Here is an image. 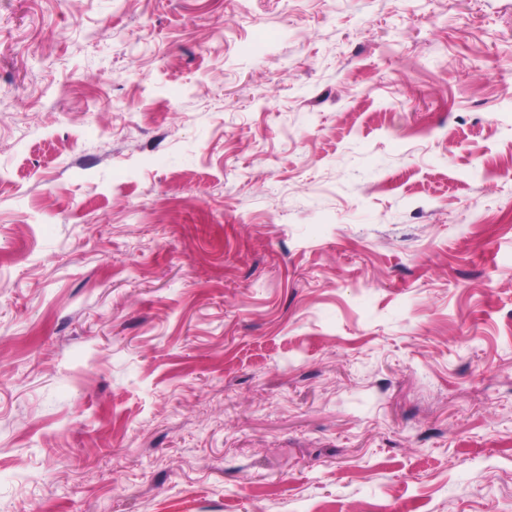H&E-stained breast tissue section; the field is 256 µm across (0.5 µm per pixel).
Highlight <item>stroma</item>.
I'll list each match as a JSON object with an SVG mask.
<instances>
[{
    "label": "stroma",
    "mask_w": 512,
    "mask_h": 512,
    "mask_svg": "<svg viewBox=\"0 0 512 512\" xmlns=\"http://www.w3.org/2000/svg\"><path fill=\"white\" fill-rule=\"evenodd\" d=\"M0 512H512V0H0Z\"/></svg>",
    "instance_id": "1"
}]
</instances>
